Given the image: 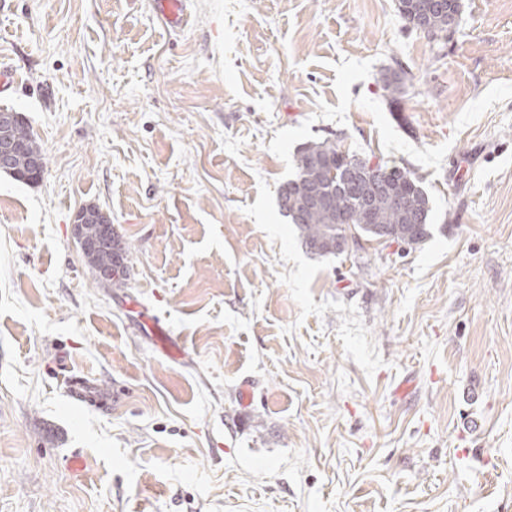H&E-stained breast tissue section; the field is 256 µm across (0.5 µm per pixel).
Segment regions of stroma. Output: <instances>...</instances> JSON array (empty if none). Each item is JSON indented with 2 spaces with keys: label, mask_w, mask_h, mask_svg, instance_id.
I'll use <instances>...</instances> for the list:
<instances>
[{
  "label": "stroma",
  "mask_w": 512,
  "mask_h": 512,
  "mask_svg": "<svg viewBox=\"0 0 512 512\" xmlns=\"http://www.w3.org/2000/svg\"><path fill=\"white\" fill-rule=\"evenodd\" d=\"M460 4L434 39L397 0H190L177 32L153 0H0V109L46 157L0 172V512H512V0ZM327 138L421 177L430 237L308 253L278 190ZM14 134L17 135V137L24 142L25 148H26V153L16 161L17 166L23 165L24 158L26 155H39L43 158L45 168H46L45 155H44L40 145L37 143L35 137L31 133L29 127L26 125V123H24L22 120L20 122H18L14 127ZM41 164L42 163L40 160H36L35 163H33L32 167H31V169H33V172H28L25 174V176H22V175L18 174L17 172H14V175L17 178H22L23 180H26V181H32L35 178L39 179L40 176L42 175V172L44 173V171H45V168H44V170L42 169ZM126 252V245L112 229V251L98 250L91 254H84V256L86 257L88 263L95 269L99 282H106L112 284V286L120 287L121 285H124L125 281L127 280V267L124 264L126 259L124 256H126ZM119 264L124 265L126 270L125 275L117 278L112 277V280L110 281H104L100 278L101 271L105 272L111 266L113 268ZM130 307L132 311L138 312L140 320L149 328L152 333L153 339L158 343L162 352L168 356L183 357L184 351H182L175 343L173 336H170L169 330L166 325L157 317L144 314L142 311L137 310V306H140L137 302ZM66 392L72 399L78 401H92L95 399H105L112 397L110 393H98L93 390V387L84 377L71 376L66 381Z\"/></svg>",
  "instance_id": "stroma-1"
}]
</instances>
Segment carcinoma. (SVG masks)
<instances>
[{"instance_id":"cac0c4a2","label":"carcinoma","mask_w":512,"mask_h":512,"mask_svg":"<svg viewBox=\"0 0 512 512\" xmlns=\"http://www.w3.org/2000/svg\"><path fill=\"white\" fill-rule=\"evenodd\" d=\"M430 0H398L397 10L409 27L417 30L424 25L427 32H447L461 21L459 0H445L442 10L425 11ZM420 23L413 22V18ZM384 90L390 101L396 103L403 93V78L395 70H387L383 77ZM14 134L21 139L26 154L44 156V153L26 123L20 121L14 127ZM349 154L341 151L336 142L329 139L311 141L297 151L296 172L293 178L282 185L278 195L280 213L294 224L302 244L307 251L318 256L338 255L344 252L339 240L349 229L384 242L419 244L430 235V200L422 181L404 167L386 162L379 163L383 182L395 191L396 196L424 220L419 225L417 236L406 238L398 212L391 206L384 193L375 201V223H360V211L364 198V187L360 181L348 175L344 159ZM320 183L323 195L332 203L314 211L300 206L301 194L313 183ZM127 248L117 234H112V250H98L86 255L88 263L96 272L106 271L124 263Z\"/></svg>"}]
</instances>
